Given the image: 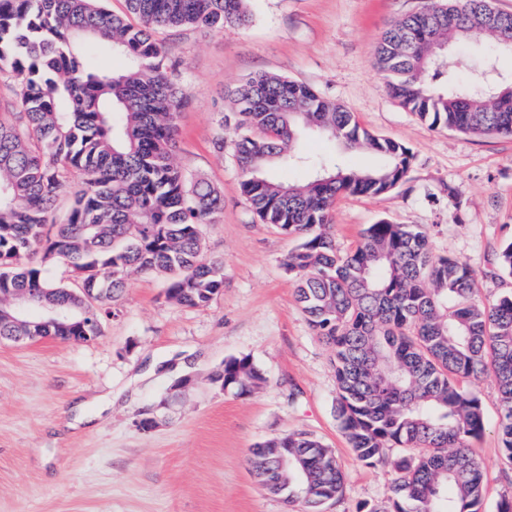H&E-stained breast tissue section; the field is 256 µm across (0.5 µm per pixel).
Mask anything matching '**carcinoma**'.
<instances>
[{"mask_svg": "<svg viewBox=\"0 0 512 512\" xmlns=\"http://www.w3.org/2000/svg\"><path fill=\"white\" fill-rule=\"evenodd\" d=\"M131 24L103 0H0V70L19 86L20 111L0 113V292L48 288L61 303L71 284L48 278L61 262L96 300L86 331L100 336L131 268L169 276L166 297L204 306L224 287L223 265L201 256V228L224 196L207 181L188 183L172 156L184 99L177 66L153 38L159 27L222 31L250 22L248 0H126ZM486 34L512 55V13L491 0H427L392 23L376 65L393 96L432 128L512 135V81L477 72L457 85L431 56L434 44ZM96 50L121 56L114 73ZM233 149L240 192L264 224L299 239L284 266L311 328L334 355L337 417L363 462L393 460L391 512H481L482 473L471 442L484 430L473 383L492 378L499 431L512 464V293L487 303L466 263L435 255L426 231L381 220L343 253L330 233L337 196H379L405 179L409 148L358 125L346 107L311 87L258 74L231 92ZM334 137L383 159L354 171L334 157L308 160L314 174L284 185L269 166L302 162L301 130ZM79 180L66 218L59 196ZM40 250L42 263L26 261ZM247 357L224 361L212 381L241 393L263 382ZM274 448L288 449L282 469ZM250 463L268 492L305 512H320L343 491L345 473L332 451L304 432L259 444Z\"/></svg>", "mask_w": 512, "mask_h": 512, "instance_id": "carcinoma-1", "label": "carcinoma"}]
</instances>
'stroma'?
Returning <instances> with one entry per match:
<instances>
[{
	"mask_svg": "<svg viewBox=\"0 0 512 512\" xmlns=\"http://www.w3.org/2000/svg\"><path fill=\"white\" fill-rule=\"evenodd\" d=\"M425 0H251L252 20L221 31L197 27L155 34L180 71L185 98L173 158L187 179L224 194L202 228V255L224 266V287L207 305L169 301L167 280L129 270L118 316L88 344L47 338L0 340V512H300L251 474L259 443L310 433L335 452L346 476L324 512H378L393 480L388 449L369 466L352 452L336 418L328 345L296 300L284 259L298 241L261 223L239 188L229 93L249 78L276 74L346 106L367 131L408 147L404 182L380 196L343 195L331 232L341 251L387 219L427 230L436 255L476 272L487 302L512 292L495 259L512 241V138L433 129L393 97L375 48L394 21ZM494 49L483 35L448 49V70L465 80ZM299 152L379 165L371 152L306 132ZM250 357L264 380L250 393L214 384L226 359ZM189 378L187 387L174 383ZM485 427L474 440L482 463V512L512 496V465L498 432L499 394L477 386ZM156 421L139 430L140 419Z\"/></svg>",
	"mask_w": 512,
	"mask_h": 512,
	"instance_id": "1",
	"label": "stroma"
}]
</instances>
